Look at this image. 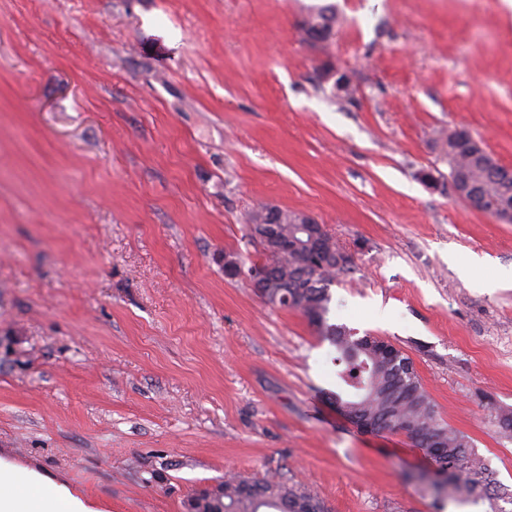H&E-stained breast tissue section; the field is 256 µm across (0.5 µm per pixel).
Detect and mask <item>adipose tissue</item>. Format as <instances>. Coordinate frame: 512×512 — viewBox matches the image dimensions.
<instances>
[{"label":"adipose tissue","mask_w":512,"mask_h":512,"mask_svg":"<svg viewBox=\"0 0 512 512\" xmlns=\"http://www.w3.org/2000/svg\"><path fill=\"white\" fill-rule=\"evenodd\" d=\"M0 512H97L68 485L0 458Z\"/></svg>","instance_id":"obj_1"}]
</instances>
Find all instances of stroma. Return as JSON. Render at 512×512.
Here are the masks:
<instances>
[{
    "label": "stroma",
    "mask_w": 512,
    "mask_h": 512,
    "mask_svg": "<svg viewBox=\"0 0 512 512\" xmlns=\"http://www.w3.org/2000/svg\"><path fill=\"white\" fill-rule=\"evenodd\" d=\"M327 6L333 38L308 41ZM455 127L512 168L502 0H0V457L99 512H190L230 475L330 512H488L344 418L334 346L246 274L251 211L313 214L355 263L329 323L406 353L512 488L489 422L512 409V284H477L512 268V224L452 193ZM336 26V13L330 8H320L309 14L303 21L302 30L309 41L326 43L333 36Z\"/></svg>",
    "instance_id": "obj_1"
}]
</instances>
